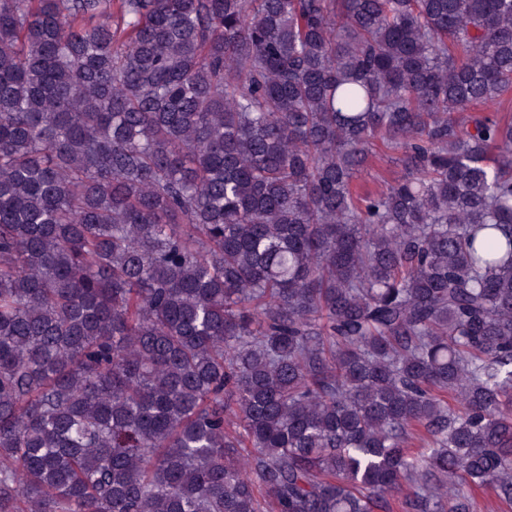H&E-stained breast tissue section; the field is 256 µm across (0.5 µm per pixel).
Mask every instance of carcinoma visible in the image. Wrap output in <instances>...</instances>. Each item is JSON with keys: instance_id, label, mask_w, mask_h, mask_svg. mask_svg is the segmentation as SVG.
I'll list each match as a JSON object with an SVG mask.
<instances>
[{"instance_id": "obj_1", "label": "carcinoma", "mask_w": 512, "mask_h": 512, "mask_svg": "<svg viewBox=\"0 0 512 512\" xmlns=\"http://www.w3.org/2000/svg\"><path fill=\"white\" fill-rule=\"evenodd\" d=\"M511 92L512 0H0V512H509ZM395 157H397L396 153L388 151L371 157L366 170L355 178L354 185L363 192H376L382 189L384 185L382 178L391 179L393 171H399L393 163Z\"/></svg>"}]
</instances>
